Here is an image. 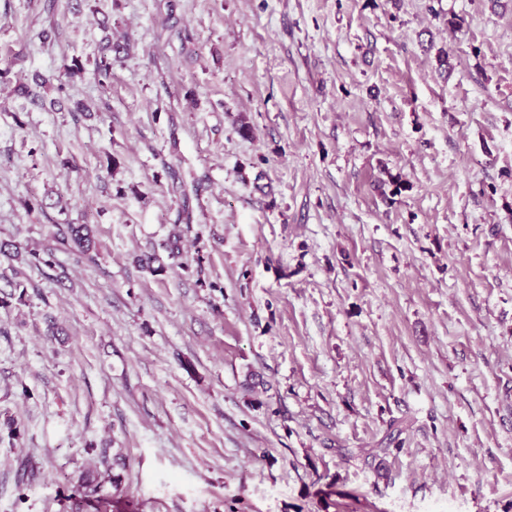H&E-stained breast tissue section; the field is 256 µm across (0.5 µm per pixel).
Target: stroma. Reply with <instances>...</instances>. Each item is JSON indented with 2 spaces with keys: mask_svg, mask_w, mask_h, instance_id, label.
Wrapping results in <instances>:
<instances>
[{
  "mask_svg": "<svg viewBox=\"0 0 512 512\" xmlns=\"http://www.w3.org/2000/svg\"><path fill=\"white\" fill-rule=\"evenodd\" d=\"M1 242L0 512H512V0H0ZM124 48L120 44H113L107 41L98 58H95L93 76L97 82L104 86L112 77V53L115 57L123 52Z\"/></svg>",
  "mask_w": 512,
  "mask_h": 512,
  "instance_id": "obj_1",
  "label": "stroma"
}]
</instances>
